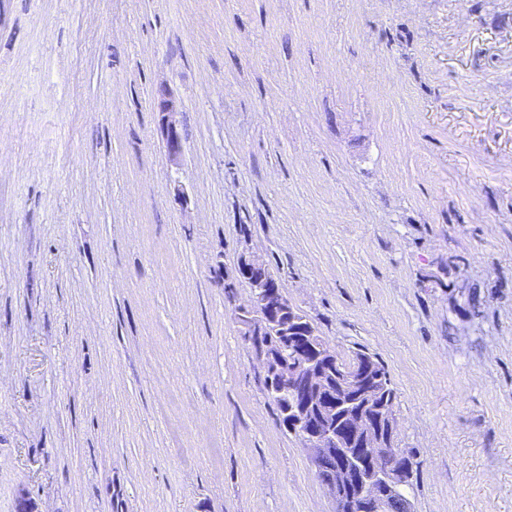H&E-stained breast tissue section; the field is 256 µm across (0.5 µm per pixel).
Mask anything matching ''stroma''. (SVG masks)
I'll return each mask as SVG.
<instances>
[{
	"label": "stroma",
	"instance_id": "stroma-1",
	"mask_svg": "<svg viewBox=\"0 0 512 512\" xmlns=\"http://www.w3.org/2000/svg\"><path fill=\"white\" fill-rule=\"evenodd\" d=\"M246 252L387 366L413 512H512V0H0V512H332ZM157 106L162 114V129L167 153L172 160H177L183 152L182 137L174 119L178 113V106L164 91L158 94Z\"/></svg>",
	"mask_w": 512,
	"mask_h": 512
}]
</instances>
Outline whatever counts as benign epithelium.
Returning a JSON list of instances; mask_svg holds the SVG:
<instances>
[{
    "label": "benign epithelium",
    "instance_id": "benign-epithelium-1",
    "mask_svg": "<svg viewBox=\"0 0 512 512\" xmlns=\"http://www.w3.org/2000/svg\"><path fill=\"white\" fill-rule=\"evenodd\" d=\"M157 106L162 114V129L169 157L178 159L183 142L175 115L178 106L163 91ZM243 335L273 331L300 348L316 347L313 356L288 357L282 351L263 356L272 390L289 399L288 412L293 416V434L306 452L315 475L324 462L336 458V469L319 479L335 512H384L383 492H398L404 485L403 471L397 461L404 455L396 442L398 420L393 407L384 408L387 431L376 433L370 423V403L361 398L378 393L383 377L366 379L357 367L348 368L336 350L320 341L311 331L299 336L293 310L279 284L265 274L256 276L248 302L234 308ZM349 421V430L360 438V447L341 445L340 423Z\"/></svg>",
    "mask_w": 512,
    "mask_h": 512
}]
</instances>
